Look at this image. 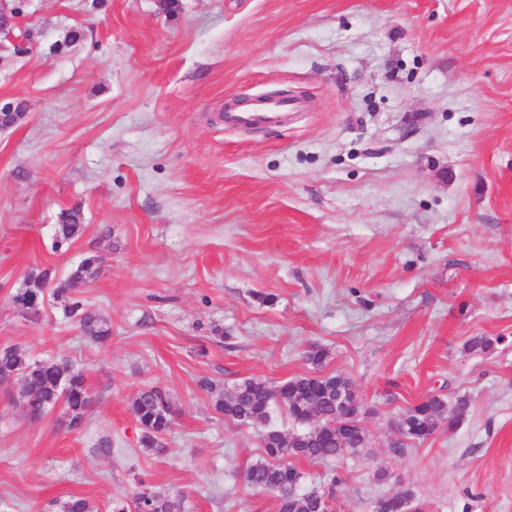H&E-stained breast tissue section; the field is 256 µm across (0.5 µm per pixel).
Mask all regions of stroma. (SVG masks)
Segmentation results:
<instances>
[{
  "mask_svg": "<svg viewBox=\"0 0 512 512\" xmlns=\"http://www.w3.org/2000/svg\"><path fill=\"white\" fill-rule=\"evenodd\" d=\"M15 2L32 48L0 55L24 112L0 131V348L83 368L93 404L70 431L0 384V512H109L143 481L184 512H277L245 470L266 426L300 424L280 405L239 424L213 393L314 372L352 381L367 445L298 461L305 488L342 512L405 489L424 512H512V0ZM274 93L303 104L287 125L220 118ZM68 209L84 230L57 250ZM91 254L76 298L106 341L61 300L12 303ZM147 387L172 411L162 456L129 410ZM431 395L470 406L403 439ZM31 288H22L12 295V302L21 304L26 308V313L30 316L39 317L44 305V293L46 288H41L45 284H50L51 276L49 272H43L37 276L28 277ZM71 317H76L81 331L94 341H103L111 335V326L99 314L85 310L82 302L72 300L65 306ZM469 405L467 396H457L452 405L453 417H448V401L441 396H429L405 412L398 424L402 428L401 434L424 441L444 425L451 430L464 418Z\"/></svg>",
  "mask_w": 512,
  "mask_h": 512,
  "instance_id": "1",
  "label": "stroma"
}]
</instances>
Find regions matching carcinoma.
<instances>
[{"label":"carcinoma","mask_w":512,"mask_h":512,"mask_svg":"<svg viewBox=\"0 0 512 512\" xmlns=\"http://www.w3.org/2000/svg\"><path fill=\"white\" fill-rule=\"evenodd\" d=\"M59 220L54 239L56 249L69 244L83 231L78 209L61 212ZM98 261L96 255L85 258L56 283L52 295L62 299L77 293ZM28 282L31 287L13 294L12 302L25 307L30 316L38 317L44 305L43 286L51 282L50 273L32 275ZM65 310L77 318L81 331L92 340L103 341L111 335L109 323L96 312L84 309L81 301L69 302ZM12 380L20 382L19 397L30 416L40 418L59 407L69 429L82 425L92 402L83 369L50 359L32 362L16 348L0 349V381ZM340 391H352L351 382L343 376L309 374L292 377L277 386L264 380L247 379L232 392L217 396L216 409L242 424L267 422L275 404L285 405L296 422H313L308 431L290 437L278 429L267 430L261 439L266 460L247 469L248 484L273 495L278 501V512H329L326 492L302 489L305 475L292 460L330 461L366 446L367 438L359 425L361 408L336 407V393ZM469 405L465 395L456 397L451 406L441 396H429L405 412L399 421L402 435L424 441L442 426L451 430L464 418ZM130 410L141 429V447L157 455L165 454L163 435L172 425L165 393L158 388L141 389L133 396ZM412 499L410 492L402 491L377 500L372 512H396L397 502L408 503ZM182 502L180 494H160L143 483L134 498L136 512H181ZM61 512H98V509L89 499L73 496L62 503Z\"/></svg>","instance_id":"carcinoma-1"}]
</instances>
